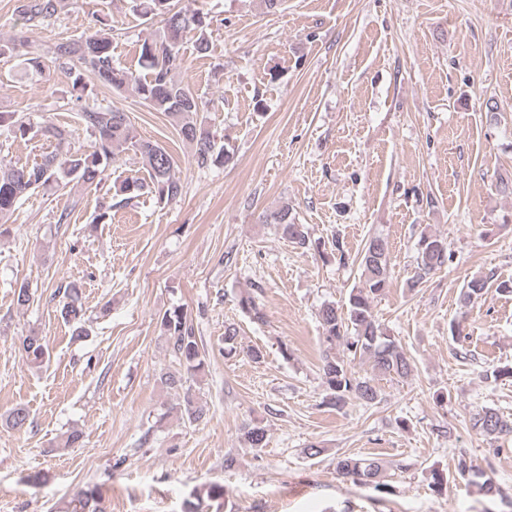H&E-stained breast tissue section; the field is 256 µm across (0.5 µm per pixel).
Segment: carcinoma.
<instances>
[{"instance_id": "obj_1", "label": "carcinoma", "mask_w": 512, "mask_h": 512, "mask_svg": "<svg viewBox=\"0 0 512 512\" xmlns=\"http://www.w3.org/2000/svg\"><path fill=\"white\" fill-rule=\"evenodd\" d=\"M132 8L147 20L160 19V27L143 40L140 47L142 66L147 75L118 68L112 63V25L99 20V28L88 36L69 38L60 42L53 62L67 80L70 103L77 107L78 117L93 138L91 149L81 150L71 146L69 133L57 126L43 129V134L56 141L54 152L31 166H17L0 160V216L9 213L31 191L50 184L83 185L99 183L101 175L115 159V151L131 149L140 156L148 170L150 181L145 183L137 176H127L114 184L115 195L129 201L148 190L159 201L172 203L183 193V184L173 172L174 161L167 150L154 142L141 140L134 134L128 113L112 106L86 105L92 94L85 81V74H92L104 86L118 92H131L157 112L171 118L179 134L193 145V158L200 168L220 167L229 163L230 156L224 147L216 144L203 128L200 113L202 101L176 73L185 68L181 54L183 40L195 33V50L204 55L209 51V30L213 23L210 13L200 9L182 12L172 7V0H131ZM59 0H20L17 12L23 24L42 23L58 12ZM0 128L15 139H26L33 133L31 123L16 112H0ZM264 222L273 224L277 232L298 247L312 250L319 257L339 256L346 260V252L338 239L326 249L319 241L309 238L305 225L298 224L286 204L269 215ZM453 259L448 242L429 232L421 234L417 243V268L410 287L416 288L421 280ZM360 285L351 289L345 310L337 309L333 302L318 310L324 340L331 346L342 348V355L327 354L321 366V381L326 392L327 404L340 410L352 401L373 405L381 400L375 376L408 377L413 371L410 358L396 341L383 332L373 311L374 299L381 295L390 282V247L381 236H374L366 243L360 256ZM495 287L501 292L512 293V283L494 279V275H476L467 280L461 290V299L468 305L482 298ZM62 317L71 324L72 336L81 339L87 335L81 293L77 285H68L63 292ZM160 325L180 362L181 369L165 372L162 383L171 389L183 390L179 407L180 418L199 423L206 418L205 406L200 404L189 382H194L205 371V353L199 346L195 330L187 312L175 308L164 313ZM19 351L27 365L40 368L49 360L43 336L32 331L20 341ZM371 362L372 375H359L351 368L356 359ZM30 420L29 411L21 406L13 408L4 418L9 429L20 431ZM474 426L486 436L512 433V423L493 408H485L475 417ZM267 431L260 424H253L243 433L245 444L260 450L266 441ZM383 466L376 458L344 456L336 461V470L359 485L371 486L377 491L386 488L380 482ZM458 473L476 484L486 493L494 490L491 478L479 468L462 460ZM72 512H104L101 496L95 489L82 492Z\"/></svg>"}]
</instances>
